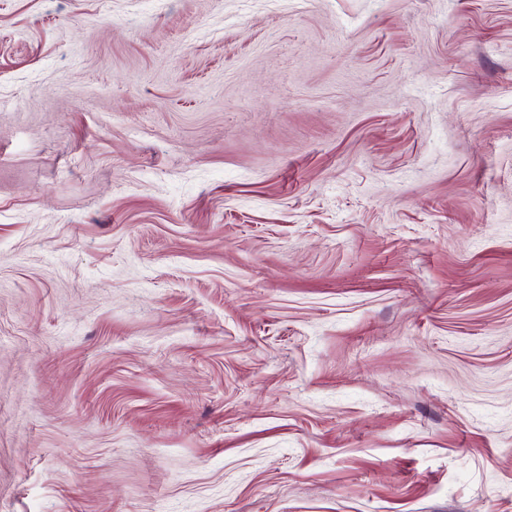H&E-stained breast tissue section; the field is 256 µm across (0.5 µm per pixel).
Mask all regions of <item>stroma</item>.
Here are the masks:
<instances>
[{"label":"stroma","instance_id":"1","mask_svg":"<svg viewBox=\"0 0 512 512\" xmlns=\"http://www.w3.org/2000/svg\"><path fill=\"white\" fill-rule=\"evenodd\" d=\"M0 512H512V0H0Z\"/></svg>","mask_w":512,"mask_h":512}]
</instances>
